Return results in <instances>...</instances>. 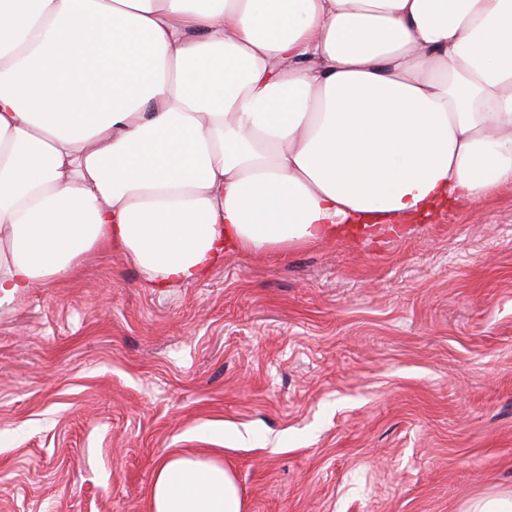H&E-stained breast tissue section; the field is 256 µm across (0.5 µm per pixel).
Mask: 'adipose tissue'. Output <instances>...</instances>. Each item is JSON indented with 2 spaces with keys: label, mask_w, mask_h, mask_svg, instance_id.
I'll list each match as a JSON object with an SVG mask.
<instances>
[{
  "label": "adipose tissue",
  "mask_w": 512,
  "mask_h": 512,
  "mask_svg": "<svg viewBox=\"0 0 512 512\" xmlns=\"http://www.w3.org/2000/svg\"><path fill=\"white\" fill-rule=\"evenodd\" d=\"M507 184L512 0H0V311L94 252L192 284ZM148 501L244 509L176 452Z\"/></svg>",
  "instance_id": "1"
}]
</instances>
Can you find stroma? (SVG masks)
Wrapping results in <instances>:
<instances>
[{"label":"stroma","mask_w":512,"mask_h":512,"mask_svg":"<svg viewBox=\"0 0 512 512\" xmlns=\"http://www.w3.org/2000/svg\"><path fill=\"white\" fill-rule=\"evenodd\" d=\"M175 448L245 512L512 495V186L161 292L101 252L0 315V512H148Z\"/></svg>","instance_id":"35a3bbf8"}]
</instances>
